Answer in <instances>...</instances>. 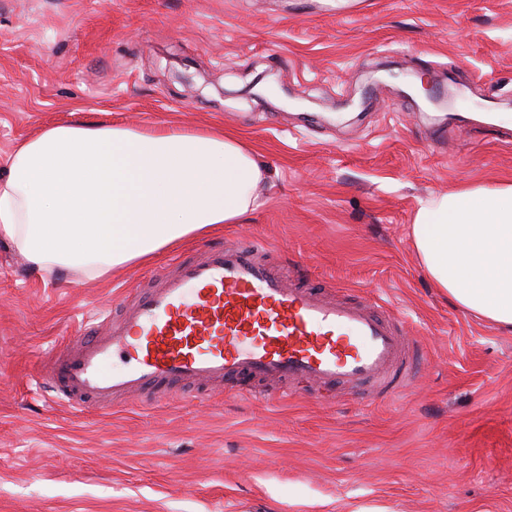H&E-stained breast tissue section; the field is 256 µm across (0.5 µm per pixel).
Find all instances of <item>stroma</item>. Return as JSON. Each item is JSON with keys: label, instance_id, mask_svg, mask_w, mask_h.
<instances>
[{"label": "stroma", "instance_id": "35a3bbf8", "mask_svg": "<svg viewBox=\"0 0 512 512\" xmlns=\"http://www.w3.org/2000/svg\"><path fill=\"white\" fill-rule=\"evenodd\" d=\"M454 84L447 112L371 86L385 62ZM267 102L244 94L260 72ZM512 0H0V175L79 114L239 135L260 205L101 280H44L0 238V512H512V331L414 255L420 200L512 183ZM258 239L308 287L381 306L424 354L397 398L207 386L73 409L38 380L93 310L173 258Z\"/></svg>", "mask_w": 512, "mask_h": 512}]
</instances>
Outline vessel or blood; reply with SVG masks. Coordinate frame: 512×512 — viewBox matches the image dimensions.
<instances>
[{
  "instance_id": "b4317fda",
  "label": "vessel or blood",
  "mask_w": 512,
  "mask_h": 512,
  "mask_svg": "<svg viewBox=\"0 0 512 512\" xmlns=\"http://www.w3.org/2000/svg\"><path fill=\"white\" fill-rule=\"evenodd\" d=\"M255 240L174 262L130 299L95 312L41 374L72 407L106 412L171 384L237 377L392 397L422 351L380 307L287 281Z\"/></svg>"
}]
</instances>
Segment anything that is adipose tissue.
I'll list each match as a JSON object with an SVG mask.
<instances>
[{
  "label": "adipose tissue",
  "mask_w": 512,
  "mask_h": 512,
  "mask_svg": "<svg viewBox=\"0 0 512 512\" xmlns=\"http://www.w3.org/2000/svg\"><path fill=\"white\" fill-rule=\"evenodd\" d=\"M265 177L251 144L220 129L52 123L0 180V238L45 277L98 279L242 223ZM410 238L435 288L512 330L511 183L425 199Z\"/></svg>",
  "instance_id": "adipose-tissue-1"
}]
</instances>
